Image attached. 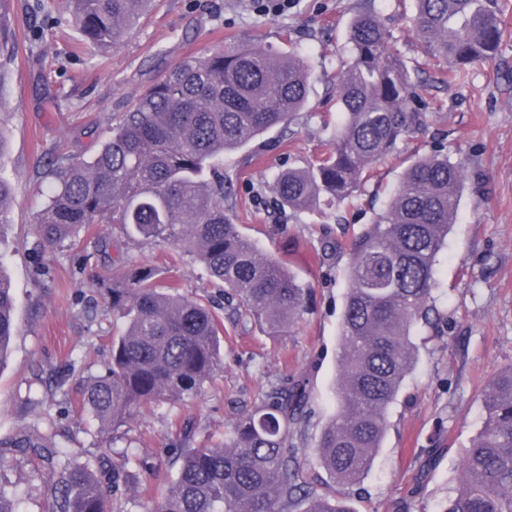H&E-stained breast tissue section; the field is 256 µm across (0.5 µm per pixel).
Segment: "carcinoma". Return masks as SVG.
Returning <instances> with one entry per match:
<instances>
[{
    "instance_id": "cac0c4a2",
    "label": "carcinoma",
    "mask_w": 512,
    "mask_h": 512,
    "mask_svg": "<svg viewBox=\"0 0 512 512\" xmlns=\"http://www.w3.org/2000/svg\"><path fill=\"white\" fill-rule=\"evenodd\" d=\"M416 39L446 63L442 82L462 84L468 66L488 61L505 34L499 0H413ZM157 0H66L83 43L120 49ZM390 34L370 8L348 31L336 105L344 120L324 156L281 171L276 205L312 210L342 203L367 173L421 125L427 101ZM309 69L294 54L234 41L189 57L113 118L89 159L53 165L37 213L40 244L76 242L95 224L160 239L194 258L236 301L233 314L278 333L308 308L309 289L242 236L224 212V152L246 145L303 111ZM465 164L446 154L414 156L389 208L350 239L340 323L336 392L340 409L322 429L315 456L329 477L299 460L313 417L309 378L292 376L241 414L224 441L175 449L177 469L161 496L135 492L130 456L75 465L55 435L33 430L13 447L44 463L54 495L46 512H117L125 492L137 512H351L336 488L361 483L387 429V410L414 370V329L440 318L437 265L464 189ZM0 176V224L14 197ZM108 295L125 330L87 384L83 405L116 430L146 408L193 401L223 368L224 322L200 299L179 292L151 266L130 260L91 283ZM14 297L0 266V364L14 336ZM484 425L462 459V479L443 512H512V365L481 395Z\"/></svg>"
}]
</instances>
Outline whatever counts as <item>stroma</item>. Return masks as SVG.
I'll use <instances>...</instances> for the list:
<instances>
[{
	"label": "stroma",
	"mask_w": 512,
	"mask_h": 512,
	"mask_svg": "<svg viewBox=\"0 0 512 512\" xmlns=\"http://www.w3.org/2000/svg\"><path fill=\"white\" fill-rule=\"evenodd\" d=\"M13 49L0 54V174L16 188L0 225V266L11 278L16 334L0 366V439L54 430L75 463L129 451L151 470L155 489L174 476L168 449L193 431L192 446L220 442L270 383L306 374L314 417L300 452L317 472L314 441L336 412L338 331L349 262L347 240L384 212L404 170L402 158L443 149L464 161L465 189L437 266L439 323L421 328L416 367L388 410V431L364 480L346 490L353 512H443L458 486L465 449L481 430V391L512 365V34L495 57L475 64L464 84L440 83L400 0H372L392 34L390 46L412 81L433 100L421 126L399 142V159L378 163L351 201L307 212L281 211L271 190L278 170L321 154L340 114L332 97L347 27L363 0H292L284 13L263 12L259 0H160L127 43L105 54L86 47L59 0H8ZM250 41L306 59L310 104L224 155V210L265 253L279 258L311 291L310 309L291 328L268 334L236 321L224 287L191 257H175L163 241L125 236L98 224L80 242L41 249L35 229L49 164L89 156L107 136L113 113L187 56L226 41ZM161 267L182 293L206 299L224 321L223 370L197 399L145 410L118 430L100 428L82 406L83 391L111 354L123 328L104 295L90 288L124 258ZM0 486L22 512H44L52 488L38 457L0 448Z\"/></svg>",
	"instance_id": "1"
}]
</instances>
